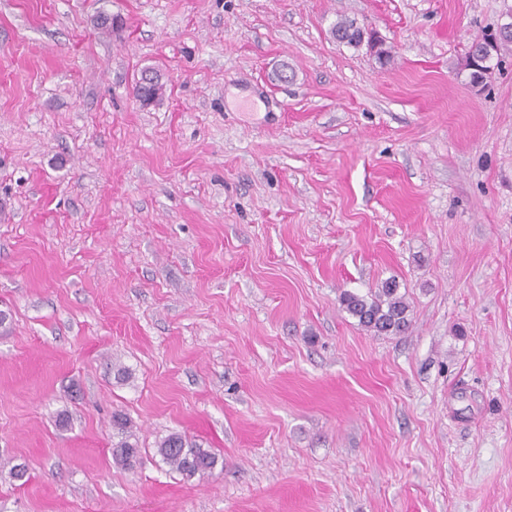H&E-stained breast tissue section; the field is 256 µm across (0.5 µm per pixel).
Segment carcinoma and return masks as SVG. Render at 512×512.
<instances>
[{
  "label": "carcinoma",
  "mask_w": 512,
  "mask_h": 512,
  "mask_svg": "<svg viewBox=\"0 0 512 512\" xmlns=\"http://www.w3.org/2000/svg\"><path fill=\"white\" fill-rule=\"evenodd\" d=\"M336 41L358 46L354 21L339 18L331 29ZM164 84L160 81L143 87L135 83L136 98L149 104L163 95ZM341 305L349 315L356 318L365 329L377 334L400 335L410 326V306L399 294V284L393 280L382 282L381 286L368 296L346 291L341 294ZM112 427L118 440L112 443V459L121 466L133 465L140 453L138 442L133 440L130 422L121 414L112 416ZM157 454L170 469L187 480L213 474L218 457L205 448H195L178 433H171L157 442Z\"/></svg>",
  "instance_id": "carcinoma-1"
}]
</instances>
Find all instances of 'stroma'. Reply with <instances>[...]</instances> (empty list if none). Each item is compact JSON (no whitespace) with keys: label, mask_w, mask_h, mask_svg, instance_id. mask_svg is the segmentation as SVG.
Instances as JSON below:
<instances>
[{"label":"stroma","mask_w":512,"mask_h":512,"mask_svg":"<svg viewBox=\"0 0 512 512\" xmlns=\"http://www.w3.org/2000/svg\"><path fill=\"white\" fill-rule=\"evenodd\" d=\"M511 10L0 0V512H512ZM389 278L397 336L340 304ZM508 21L504 22V23H501L497 26V29L491 33L493 34V36L488 40V50L490 51V53H488L484 59V63H485V66H484V70L481 71V78L479 79V82H482L483 81V78L486 77V75H489L492 73V69H489L487 70V63L489 62L490 58H491V54H492V45L497 41V39L505 36L506 34H512V13L510 12L508 15ZM509 44H512V37H506V38H501L496 45H494V50L493 52L496 53V56L498 55V51L500 50V47H503V46H507ZM354 20L348 18H339L331 29V33L336 41L340 43H346L350 46L357 47L362 44L365 40V32L362 28H357V33L354 29ZM359 38V40L356 38ZM346 40V41H344ZM147 70H150L148 72H152L155 75L157 82L155 84L149 85L152 83V74L145 73L141 80V84L149 86L147 88H144L140 85L139 80H137L135 83L136 98L142 100L144 103H146V105L153 102L154 100L160 99L164 91V84L161 82V74L159 73V71L155 70V68H147L141 71L140 75H142V73ZM112 427L117 432L118 440L112 443L113 461L124 467H131L140 453L138 442L131 433L130 422L122 414L112 416ZM156 451L163 463L186 480L210 476L218 464L215 453L205 448H193L178 433H171L159 440Z\"/></svg>","instance_id":"35a3bbf8"}]
</instances>
